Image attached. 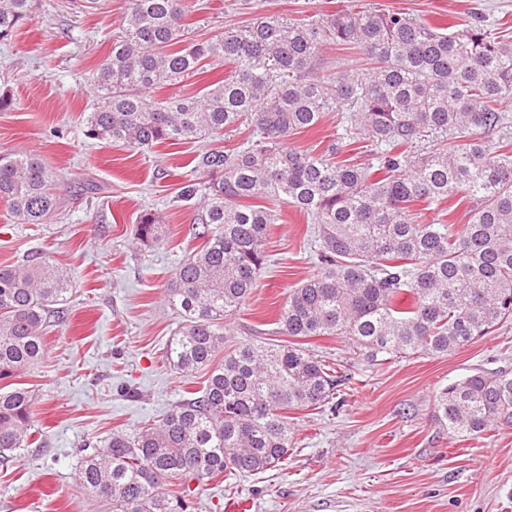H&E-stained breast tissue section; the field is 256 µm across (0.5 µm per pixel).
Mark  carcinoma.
<instances>
[{"label":"carcinoma","mask_w":512,"mask_h":512,"mask_svg":"<svg viewBox=\"0 0 512 512\" xmlns=\"http://www.w3.org/2000/svg\"><path fill=\"white\" fill-rule=\"evenodd\" d=\"M34 0H0V40L33 19ZM187 0H126L122 25L93 73L85 135L152 148L241 125L245 142L197 155L205 219L201 249L173 274L180 326L166 360L209 372L201 395L134 436L112 434L80 461L77 482L111 512H196L189 483L259 473L288 459L284 411L321 409L342 379L296 343L224 350L226 319L257 287L278 213L274 199L315 224L319 268L294 288L277 319L292 338L343 336L371 362L453 354L512 320V38L485 20L436 26L394 10L341 8L309 21L270 15L217 39L186 31ZM368 62L325 57L322 47ZM222 61L201 95L151 92ZM341 107L336 139L365 142L367 161L289 149L288 137ZM53 172L32 153L0 156V200L18 224H46L58 207ZM467 204L464 223L442 205ZM164 225L146 211L144 246ZM68 272L36 251L0 267V460L35 443L33 390L18 381L64 322ZM409 293L413 305L398 307ZM222 360H216L219 352ZM434 420L478 438L512 423V373L478 371L437 390ZM178 484L181 491L169 486Z\"/></svg>","instance_id":"cac0c4a2"}]
</instances>
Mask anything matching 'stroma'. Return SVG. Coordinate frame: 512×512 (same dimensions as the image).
I'll return each mask as SVG.
<instances>
[{"instance_id": "1", "label": "stroma", "mask_w": 512, "mask_h": 512, "mask_svg": "<svg viewBox=\"0 0 512 512\" xmlns=\"http://www.w3.org/2000/svg\"><path fill=\"white\" fill-rule=\"evenodd\" d=\"M393 9L439 25L473 13L489 25H512V0H189L188 29L198 38L271 14L306 20L342 7ZM124 0L97 9L71 0H35L32 22L0 42V155L33 152L57 179L59 210L47 224H17L0 202V266L34 250L66 269L75 294L64 324L49 328L46 356L24 381L35 393L37 443L15 449L0 466V512H97L76 483L82 451L115 432L137 433L191 393L206 371L185 377L163 357L180 320L168 302L176 268L200 245L191 233L202 197L184 202L182 187L203 186L194 158L232 148L245 130L202 141L138 149L87 139L92 74L118 32ZM336 113L289 137L288 147L339 158L360 152L333 141ZM99 191L85 192L87 183ZM281 223L270 225L269 261L249 300L233 316L227 347L284 343L276 320L289 292L318 269L313 227L289 206L268 201ZM154 210L166 235L140 245L135 224ZM309 353L340 366L346 383L336 409L291 410L288 459L256 475L219 476L195 491L198 512H512V424L486 435L449 437L431 418L437 388L476 371L512 373V322L448 356L420 353L377 364L351 340L306 339Z\"/></svg>"}]
</instances>
